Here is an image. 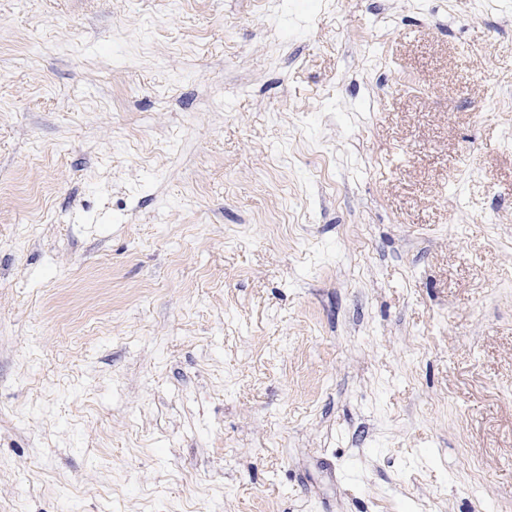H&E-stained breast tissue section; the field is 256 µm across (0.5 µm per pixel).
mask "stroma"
<instances>
[{
  "label": "stroma",
  "mask_w": 512,
  "mask_h": 512,
  "mask_svg": "<svg viewBox=\"0 0 512 512\" xmlns=\"http://www.w3.org/2000/svg\"><path fill=\"white\" fill-rule=\"evenodd\" d=\"M512 0H0V512H512Z\"/></svg>",
  "instance_id": "1"
}]
</instances>
